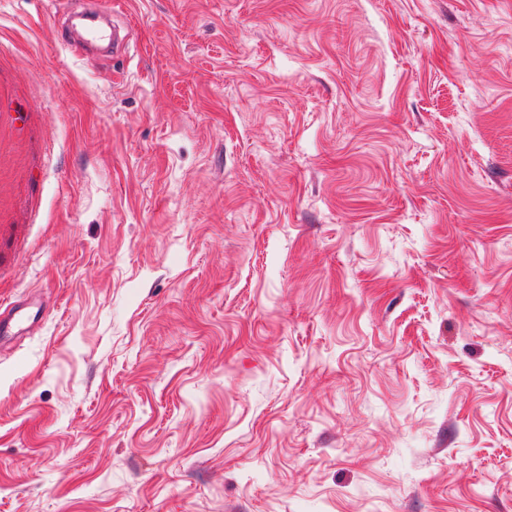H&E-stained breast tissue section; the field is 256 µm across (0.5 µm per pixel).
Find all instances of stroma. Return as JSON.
<instances>
[{
	"label": "stroma",
	"instance_id": "obj_1",
	"mask_svg": "<svg viewBox=\"0 0 512 512\" xmlns=\"http://www.w3.org/2000/svg\"><path fill=\"white\" fill-rule=\"evenodd\" d=\"M0 0V512H512V0ZM82 5V15L89 22L84 28L81 39L82 44H110L112 42V57L117 54L126 55V35L121 36L119 31L112 27L109 29L96 21L102 16L112 14V8L101 1H79ZM3 309V310H2ZM45 311L41 303L0 304V343L14 336L31 334L44 320Z\"/></svg>",
	"mask_w": 512,
	"mask_h": 512
}]
</instances>
